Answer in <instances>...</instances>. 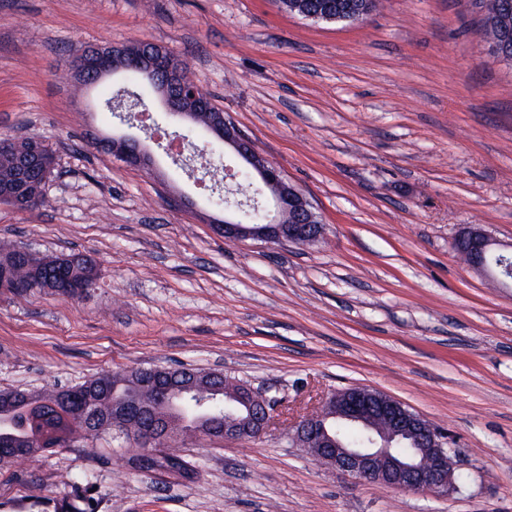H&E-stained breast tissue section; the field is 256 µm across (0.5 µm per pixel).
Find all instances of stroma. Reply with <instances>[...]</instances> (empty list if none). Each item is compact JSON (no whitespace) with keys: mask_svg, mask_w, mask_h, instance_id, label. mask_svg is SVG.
Returning a JSON list of instances; mask_svg holds the SVG:
<instances>
[{"mask_svg":"<svg viewBox=\"0 0 512 512\" xmlns=\"http://www.w3.org/2000/svg\"><path fill=\"white\" fill-rule=\"evenodd\" d=\"M478 24L470 0H381L352 23L279 0H0V135L57 155L45 206L0 205V243L99 273L79 299L0 293V390L182 365L283 400L260 438L185 439L194 483L133 470L106 437L0 470V512H54L78 481L99 512H512V288L453 248L470 227L512 248V66ZM139 41L187 60L309 199L318 242L225 241L206 222L214 183L108 111L124 74L84 86L67 67ZM119 129L157 174L91 147ZM355 385L453 435L458 490L364 483L297 447L295 419Z\"/></svg>","mask_w":512,"mask_h":512,"instance_id":"1","label":"stroma"}]
</instances>
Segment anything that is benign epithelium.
<instances>
[{
	"label": "benign epithelium",
	"instance_id": "obj_1",
	"mask_svg": "<svg viewBox=\"0 0 512 512\" xmlns=\"http://www.w3.org/2000/svg\"><path fill=\"white\" fill-rule=\"evenodd\" d=\"M133 70L144 78L171 71L167 58L161 52H141L113 61L112 47L98 46L82 52L72 66V73L82 78L88 73L108 76L114 71ZM164 108L172 117L190 122L188 113L168 96L167 88L155 86ZM204 129L214 141L224 144L245 165L251 179L265 191V197L254 199V207L263 212L258 224H250L242 217L243 207H224V217L209 219L213 229L227 240L256 239L269 243H312L321 236L320 224L310 201L290 186L281 170L263 157L252 140L243 134L222 112H210ZM26 152L14 160V180L19 181L35 166L46 176L54 166V159L46 152L43 141L27 137ZM105 145L113 157L129 166L156 174L155 160L150 150L135 138L112 133ZM5 186L0 189V202L17 209L28 205L32 197L29 187ZM458 241L467 250L468 265L496 275L504 281L509 276L500 267H491L488 259L500 255L497 242L479 228L463 231ZM140 389L150 395L146 400L138 396L123 403L112 404V423L118 432H133L127 423L132 408L146 410L155 401L180 400L188 393L195 394L198 405L213 403L217 396L204 390L190 389V384L179 380L173 370L161 367L141 369L135 373ZM238 413L219 426L209 416H197L194 421L196 435L217 440L257 439L271 427L276 411L269 408L267 396L248 385L225 397ZM335 418L363 430L365 444L353 448L333 435L326 422ZM169 428L152 423L143 429L139 441L147 448H160L167 443ZM293 439L320 463L363 482L390 486L405 491H426L447 494L456 488L457 464L451 450V436L424 417L410 411L402 402L366 386L327 392L319 397L318 406L293 423ZM408 440L410 452L400 453L394 443ZM28 448L19 441L0 443V456L6 459L25 458Z\"/></svg>",
	"mask_w": 512,
	"mask_h": 512
}]
</instances>
